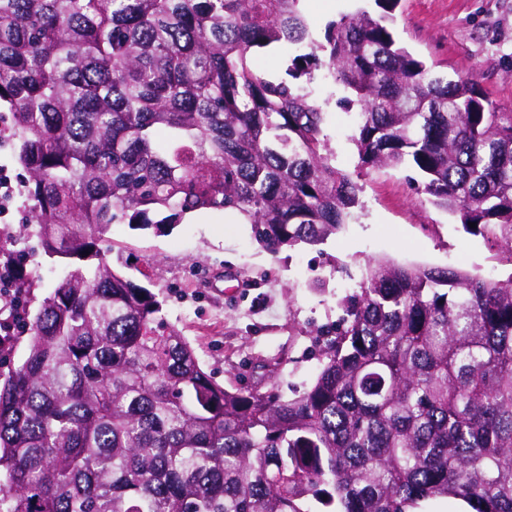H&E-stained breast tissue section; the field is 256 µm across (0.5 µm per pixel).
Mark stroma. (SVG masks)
Masks as SVG:
<instances>
[{
	"instance_id": "35a3bbf8",
	"label": "stroma",
	"mask_w": 512,
	"mask_h": 512,
	"mask_svg": "<svg viewBox=\"0 0 512 512\" xmlns=\"http://www.w3.org/2000/svg\"><path fill=\"white\" fill-rule=\"evenodd\" d=\"M315 37L330 21L373 0H304ZM392 31L397 42L448 76L476 75L483 94L512 105V0H400ZM326 102V132L338 168L359 170L350 141L351 113L332 104L337 88L315 80ZM413 168L372 170L360 183L358 221L319 246L299 244L270 253L250 225L221 210H201L169 230L114 224L101 237V255H122V272L163 304L162 316L193 346L203 369L221 386H275L284 395L310 385L319 368L315 329L336 322L338 302L358 291L369 262L390 259L414 267H452L504 279L512 257L499 243L467 232L417 191ZM38 274L30 301L38 309L63 274L38 240H0ZM347 274H338V266Z\"/></svg>"
}]
</instances>
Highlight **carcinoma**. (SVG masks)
<instances>
[{"mask_svg":"<svg viewBox=\"0 0 512 512\" xmlns=\"http://www.w3.org/2000/svg\"><path fill=\"white\" fill-rule=\"evenodd\" d=\"M302 0H0V132L64 276L0 373V512H512V276L370 264L320 367L285 398L229 390L99 256L113 224L232 210L277 252L357 218L315 72L355 112L361 166H412L428 201L512 253V109L448 80L358 10L316 40ZM295 52L279 75L252 49ZM0 272L22 298L35 278Z\"/></svg>","mask_w":512,"mask_h":512,"instance_id":"carcinoma-1","label":"carcinoma"}]
</instances>
